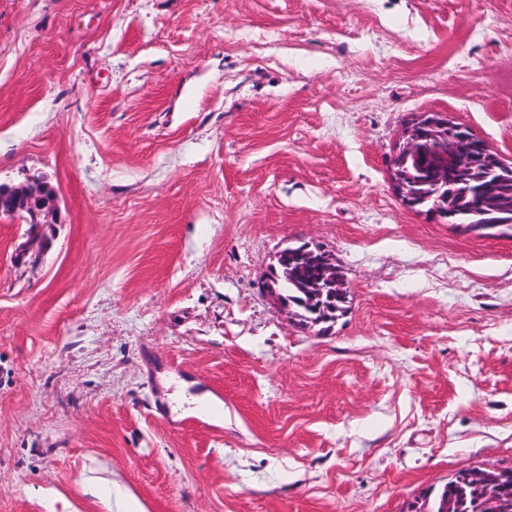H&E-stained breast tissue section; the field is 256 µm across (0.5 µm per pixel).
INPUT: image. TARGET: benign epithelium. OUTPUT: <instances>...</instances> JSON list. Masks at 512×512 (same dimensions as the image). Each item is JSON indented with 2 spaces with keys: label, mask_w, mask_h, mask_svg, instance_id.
<instances>
[{
  "label": "benign epithelium",
  "mask_w": 512,
  "mask_h": 512,
  "mask_svg": "<svg viewBox=\"0 0 512 512\" xmlns=\"http://www.w3.org/2000/svg\"><path fill=\"white\" fill-rule=\"evenodd\" d=\"M447 130L438 140L434 149L435 156L454 165L448 171V165H434L431 169L433 191L418 199L414 198L409 185L410 174L403 159L412 147L424 136ZM390 176L393 189L405 206L410 209L419 205L441 220L453 223L452 217L465 199L456 194L459 184L472 187L470 206L482 214L492 216L506 212L499 204L496 186L505 177L512 178V165L506 163L492 151L481 139L466 127L451 122L439 112H426L416 117L404 128L396 142L390 159ZM11 207H4L0 201V215L22 218L30 224L40 226L49 212L51 198L48 187L42 184H19L9 187ZM297 261L302 265L316 268L314 277L305 281L306 304L314 312L323 311L324 296L334 288L342 287L336 279V259L329 252L304 243L293 248ZM502 470L495 468H470V474L483 480L491 494L499 491L498 474Z\"/></svg>",
  "instance_id": "benign-epithelium-1"
}]
</instances>
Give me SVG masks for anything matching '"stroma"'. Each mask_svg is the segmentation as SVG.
Returning <instances> with one entry per match:
<instances>
[{
    "label": "stroma",
    "instance_id": "1",
    "mask_svg": "<svg viewBox=\"0 0 512 512\" xmlns=\"http://www.w3.org/2000/svg\"><path fill=\"white\" fill-rule=\"evenodd\" d=\"M421 112L512 162V0H0V184L57 195L0 216V512H404L512 468V239L396 197ZM303 243L348 290L313 328L263 292ZM11 193V208H5L0 196V215L22 218L33 224L40 226L46 224L45 218L49 212L51 198L48 196V187L42 184H19L9 186ZM23 212H28L31 217L25 216Z\"/></svg>",
    "mask_w": 512,
    "mask_h": 512
}]
</instances>
